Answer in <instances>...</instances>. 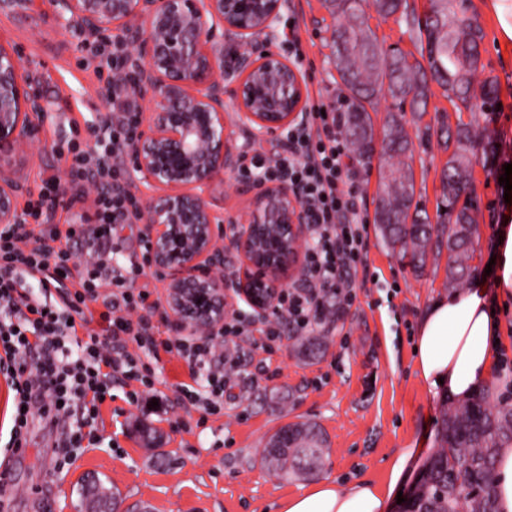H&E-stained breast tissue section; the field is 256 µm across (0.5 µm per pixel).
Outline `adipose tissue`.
<instances>
[{"instance_id":"obj_1","label":"adipose tissue","mask_w":512,"mask_h":512,"mask_svg":"<svg viewBox=\"0 0 512 512\" xmlns=\"http://www.w3.org/2000/svg\"><path fill=\"white\" fill-rule=\"evenodd\" d=\"M495 298L482 282L436 299L420 316L415 353L417 370L429 394L466 401L488 384L497 362L496 341L503 333L495 301L512 300V226H499L493 238ZM403 449L391 464L384 484L361 480L324 482L290 498L283 512H392L399 487L422 456Z\"/></svg>"}]
</instances>
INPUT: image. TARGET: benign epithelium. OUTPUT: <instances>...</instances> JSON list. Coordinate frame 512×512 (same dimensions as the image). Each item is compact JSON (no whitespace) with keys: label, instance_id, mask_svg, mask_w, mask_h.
I'll return each instance as SVG.
<instances>
[{"label":"benign epithelium","instance_id":"benign-epithelium-1","mask_svg":"<svg viewBox=\"0 0 512 512\" xmlns=\"http://www.w3.org/2000/svg\"><path fill=\"white\" fill-rule=\"evenodd\" d=\"M62 28L89 39L132 34L138 91L153 111L140 116L130 149L150 195L141 206L148 264L164 285L175 333L206 340L224 330L228 300L241 297L259 319L304 270L306 214L286 183L263 184L243 220L224 219L212 195L240 153L224 125L231 94L237 125L270 134L299 121L307 83L268 49L286 0H49ZM244 51L224 56V41ZM33 75L0 44V227L22 223L24 161L54 152L40 137L44 106ZM233 257L235 270L224 274Z\"/></svg>","mask_w":512,"mask_h":512}]
</instances>
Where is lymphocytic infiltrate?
Instances as JSON below:
<instances>
[{"label": "lymphocytic infiltrate", "mask_w": 512, "mask_h": 512, "mask_svg": "<svg viewBox=\"0 0 512 512\" xmlns=\"http://www.w3.org/2000/svg\"><path fill=\"white\" fill-rule=\"evenodd\" d=\"M106 65L112 78L103 97L112 119L96 134L93 152L74 151L69 183L43 181L25 214L27 223L0 230V375L13 393L11 448L26 447L34 419L59 434L55 452L76 460V448L96 442L100 407L113 386L147 384L144 358L176 354L188 367L189 382L179 384L176 402L184 410L220 411L224 396L238 383L255 382L268 365L251 373L242 367V343L271 350L285 328L296 334L334 329L328 296L352 302L358 263L368 247L365 190L352 169V151L334 104L312 99L303 119L289 125L281 152L252 153L244 178L285 182L306 212L305 267L302 278L284 291L276 311L260 324L231 314L223 333L203 345L160 339L153 318L158 309L143 263H118L116 229L140 220V206L128 171L117 159L126 155L138 129L136 59L129 44L113 39ZM108 180L112 189L97 194L93 213L76 223L55 224L56 200L63 189L82 197L87 186ZM85 249L73 263L71 243ZM101 313H93V305ZM86 339H79V329Z\"/></svg>", "instance_id": "1"}]
</instances>
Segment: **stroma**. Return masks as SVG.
Instances as JSON below:
<instances>
[{
  "label": "stroma",
  "instance_id": "stroma-1",
  "mask_svg": "<svg viewBox=\"0 0 512 512\" xmlns=\"http://www.w3.org/2000/svg\"><path fill=\"white\" fill-rule=\"evenodd\" d=\"M484 29L486 72L498 83L494 112L457 113L434 93L418 125L473 122L491 135L492 155L473 160L472 181L488 206L480 212V246L473 261L483 277L492 258L493 227L504 202L500 184L512 164V40L500 29L492 0H471ZM285 15L298 19L306 55L309 91L340 103L343 92L331 37L336 21L325 0H287ZM0 43L15 48L33 72L32 89L46 104L41 138L53 155L30 162V192L42 180L64 178L70 148L84 146L109 110L99 89L111 77L96 71L82 36L58 26L48 0H13L0 8ZM438 136L415 143V195L429 218H436L441 169L448 159ZM356 298L342 308L328 349L307 362L291 339L270 354L272 377L234 388L233 399L214 415L151 407L150 396L129 404L121 388L102 406L100 442L67 468L51 446L57 434L34 422L25 448L0 453L9 471L5 497L10 512H77L79 484L96 478L119 488L129 512L148 503L152 512H282L289 498L313 485L270 477L260 464L267 438L280 426L304 419L318 422L331 448L319 474L332 482H384L392 459L406 448H437L441 397L422 387L415 342L420 314L434 299L452 293L447 258L429 259L422 271L393 255L377 229H370L368 252L355 280Z\"/></svg>",
  "mask_w": 512,
  "mask_h": 512
}]
</instances>
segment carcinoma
I'll use <instances>...</instances> for the list:
<instances>
[{
  "label": "carcinoma",
  "mask_w": 512,
  "mask_h": 512,
  "mask_svg": "<svg viewBox=\"0 0 512 512\" xmlns=\"http://www.w3.org/2000/svg\"><path fill=\"white\" fill-rule=\"evenodd\" d=\"M360 2L330 0L336 13V69L346 91V129L358 160L369 161L374 153V124L368 106L377 90L385 87L398 100V112L389 114L383 125L382 153L399 161L381 176L375 223L388 249L410 259L416 269L424 268L430 255L447 250L448 282L459 285L472 271L479 224L475 212L456 211L453 205L459 189L471 183L475 151H493L492 140L470 123L441 124L444 145L453 150L441 171L440 223L432 225L421 216L422 209L413 206L410 159L414 146L404 117L407 109L414 116L426 112L433 95L432 81L458 112L471 110L478 101L489 105L491 112L497 110L495 79H478L486 70L481 52L484 30L463 0H429L430 12L423 20L409 0H373L377 13L405 25L420 58L400 50L386 53L366 24ZM326 350L323 336H305L299 343V353L308 361ZM274 437L278 443L265 449L261 457L268 472L284 479H306L322 469L329 441L316 422L286 424ZM438 442L404 512H498L495 462L498 448L512 444V404L504 396L493 406L484 397L443 403ZM79 496L83 512H88L115 505L120 494L98 480L92 488H79Z\"/></svg>",
  "instance_id": "obj_1"
}]
</instances>
